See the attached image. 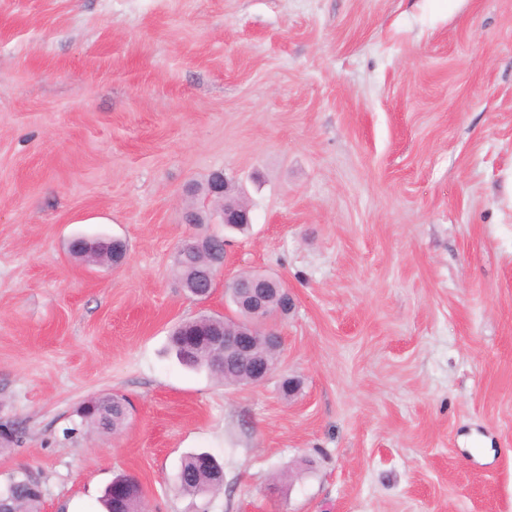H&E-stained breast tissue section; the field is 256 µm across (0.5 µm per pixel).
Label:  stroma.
I'll list each match as a JSON object with an SVG mask.
<instances>
[{
	"label": "stroma",
	"instance_id": "1",
	"mask_svg": "<svg viewBox=\"0 0 512 512\" xmlns=\"http://www.w3.org/2000/svg\"><path fill=\"white\" fill-rule=\"evenodd\" d=\"M221 169L253 217L224 281L294 301L254 385L167 351L233 313L174 271ZM104 394L127 424L74 430ZM5 422L0 484L33 473L40 512L120 474L147 512H512V0H0ZM194 452L220 492L178 489Z\"/></svg>",
	"mask_w": 512,
	"mask_h": 512
}]
</instances>
